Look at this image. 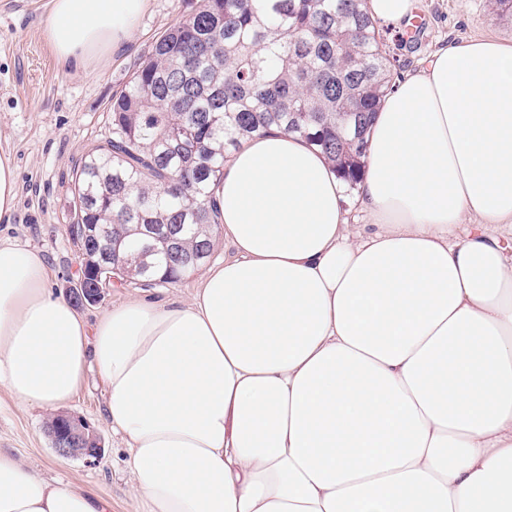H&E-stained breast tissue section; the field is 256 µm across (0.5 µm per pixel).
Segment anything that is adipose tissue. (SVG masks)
<instances>
[{
	"label": "adipose tissue",
	"instance_id": "1",
	"mask_svg": "<svg viewBox=\"0 0 512 512\" xmlns=\"http://www.w3.org/2000/svg\"><path fill=\"white\" fill-rule=\"evenodd\" d=\"M60 66L149 0H50ZM232 259L190 300L85 322L0 241V389L56 411L88 369L134 512H512V41L437 50L368 137L351 223L327 158L280 130L213 188ZM0 448V512H109Z\"/></svg>",
	"mask_w": 512,
	"mask_h": 512
}]
</instances>
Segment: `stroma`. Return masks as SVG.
I'll list each match as a JSON object with an SVG mask.
<instances>
[{"mask_svg": "<svg viewBox=\"0 0 512 512\" xmlns=\"http://www.w3.org/2000/svg\"><path fill=\"white\" fill-rule=\"evenodd\" d=\"M189 10L187 0H150L131 39L101 64L62 68L55 61L44 27L50 0H0V148L18 168V206L9 223H0V241L40 253L48 283L65 295L79 279L80 261L68 226L71 185L81 156L110 134V105L148 45ZM419 28L389 30L386 39L401 72L421 66L440 47L472 37L512 39V17L494 13L489 0H417ZM192 273L174 286L151 290L126 283L107 289L103 300L81 310L87 323L134 298L189 300L200 286ZM104 393L97 371H90L68 413L83 416L104 448L92 464L57 458L36 405H18L0 390V448L11 450L44 477L74 483L107 499L112 512H132L125 445L103 418Z\"/></svg>", "mask_w": 512, "mask_h": 512, "instance_id": "1", "label": "stroma"}]
</instances>
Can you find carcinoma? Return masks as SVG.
Instances as JSON below:
<instances>
[{"mask_svg": "<svg viewBox=\"0 0 512 512\" xmlns=\"http://www.w3.org/2000/svg\"><path fill=\"white\" fill-rule=\"evenodd\" d=\"M396 63L365 0H195L112 97V136L73 175L81 267L112 254L119 279L142 288L195 272L183 257L214 245L211 184L243 139L274 127L357 184ZM165 224L182 227L180 253L160 244L138 262L141 240Z\"/></svg>", "mask_w": 512, "mask_h": 512, "instance_id": "1", "label": "carcinoma"}]
</instances>
